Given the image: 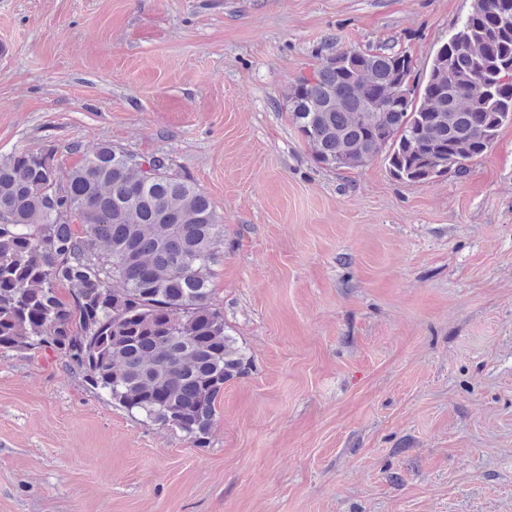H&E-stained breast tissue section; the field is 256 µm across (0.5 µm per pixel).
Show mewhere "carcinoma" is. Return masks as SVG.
I'll list each match as a JSON object with an SVG mask.
<instances>
[{"label":"carcinoma","mask_w":512,"mask_h":512,"mask_svg":"<svg viewBox=\"0 0 512 512\" xmlns=\"http://www.w3.org/2000/svg\"><path fill=\"white\" fill-rule=\"evenodd\" d=\"M288 112L328 168L463 175L512 123V0H474L425 82L405 51L339 49L290 87ZM222 223L163 156L71 143L0 159V350L50 348L112 403L205 444L250 365L209 288Z\"/></svg>","instance_id":"obj_1"}]
</instances>
